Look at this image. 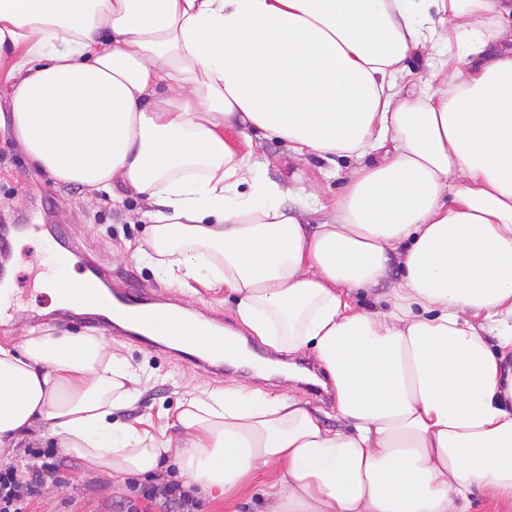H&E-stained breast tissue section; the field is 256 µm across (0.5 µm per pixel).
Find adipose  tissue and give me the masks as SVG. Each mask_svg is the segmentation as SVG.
I'll use <instances>...</instances> for the list:
<instances>
[{"label": "adipose tissue", "instance_id": "obj_1", "mask_svg": "<svg viewBox=\"0 0 512 512\" xmlns=\"http://www.w3.org/2000/svg\"><path fill=\"white\" fill-rule=\"evenodd\" d=\"M2 62L27 156L141 197L154 266L235 294L260 370L313 349L344 426L229 386L158 438L119 419L142 378L104 337L31 335L0 346V456L35 433L116 486L172 456L228 499L271 468L263 512L512 510V0H0ZM257 131L362 158L327 220L239 151ZM394 251L388 308L356 305ZM428 54L423 55L421 60L412 59L408 63V71L405 72L404 78L400 81L401 85L405 88H412L414 86L420 87L429 77V68L425 64L426 57L436 60L438 56L434 50H428Z\"/></svg>", "mask_w": 512, "mask_h": 512}]
</instances>
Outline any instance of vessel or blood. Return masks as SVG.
I'll list each match as a JSON object with an SVG mask.
<instances>
[{"label": "vessel or blood", "instance_id": "b4317fda", "mask_svg": "<svg viewBox=\"0 0 512 512\" xmlns=\"http://www.w3.org/2000/svg\"><path fill=\"white\" fill-rule=\"evenodd\" d=\"M36 230L42 236L49 264L59 268L70 257L80 255L79 246L67 239L61 226L40 224ZM111 278V270L91 261L81 278L64 283L63 295L71 303L90 310L87 326L147 346L158 345L162 340L169 342L176 345L181 360L218 371L224 366L225 356L250 359V351L236 337L225 335L220 317L191 319L173 311L165 321H158L154 301L146 289L132 282L112 289L108 286Z\"/></svg>", "mask_w": 512, "mask_h": 512}]
</instances>
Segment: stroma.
I'll return each mask as SVG.
<instances>
[{
  "label": "stroma",
  "mask_w": 512,
  "mask_h": 512,
  "mask_svg": "<svg viewBox=\"0 0 512 512\" xmlns=\"http://www.w3.org/2000/svg\"><path fill=\"white\" fill-rule=\"evenodd\" d=\"M9 92L6 71L1 68L0 225L14 223L20 215L28 216L35 224L62 225L67 236L79 242L89 258L112 268L122 278L151 289L159 295L161 303L189 305L195 315L223 314L226 325L239 335H247V328L235 314L234 294L205 288L193 296L182 293L147 258L137 255L136 249L146 237L145 224L136 218L137 212L145 208L141 199L124 195L118 187L110 193H87L78 186L56 182L29 160L11 131ZM252 158L261 164L269 180L287 188L289 206L309 224L324 220L326 207L342 192L349 171L357 164L353 158H340L333 163L313 158L299 164L283 144L268 139L255 140ZM40 257L38 239L27 235L14 239L9 266L14 302L23 307L24 313L8 327L0 328V345L17 346L24 337L45 331L56 336L81 333L79 327L55 323L52 297L36 285ZM112 349L145 371L139 399L121 413V420L157 436L178 433L175 416L185 392L220 390L233 385L259 388L273 396H296L318 411L326 427L335 430L343 425L333 403L320 400L299 382L280 376L263 377L239 366L219 377L201 366L158 354L119 337L113 338ZM67 460L66 483L45 485L41 496L32 503V512H114L118 501L130 494L132 485L183 478L177 463L169 460L158 472L133 477L131 483L116 487L106 472L89 467L76 455H68ZM270 481L269 474H256L239 495L227 502L198 492L200 512H262Z\"/></svg>",
  "instance_id": "stroma-1"
}]
</instances>
